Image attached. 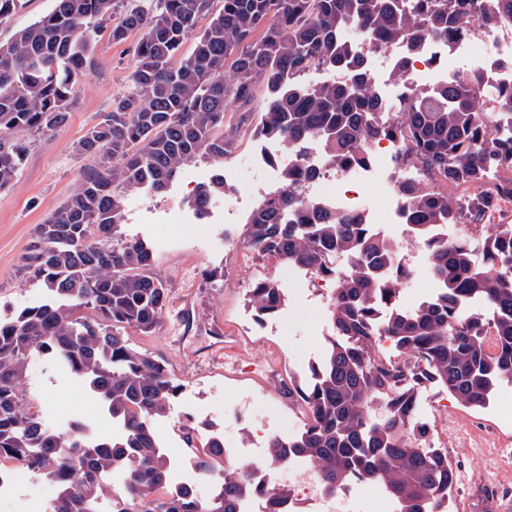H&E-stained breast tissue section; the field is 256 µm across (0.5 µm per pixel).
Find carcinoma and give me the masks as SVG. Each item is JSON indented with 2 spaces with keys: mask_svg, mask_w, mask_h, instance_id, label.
<instances>
[{
  "mask_svg": "<svg viewBox=\"0 0 512 512\" xmlns=\"http://www.w3.org/2000/svg\"><path fill=\"white\" fill-rule=\"evenodd\" d=\"M54 2L0 47V190L25 156L12 134H45L66 122L94 67L92 41L105 32L115 43L135 36V64L128 90L75 146L89 159L79 185L38 225L30 245L27 267L46 299L0 319V460L56 484L52 512H99L105 478L120 461L127 472L117 512H236L255 493L252 472H272L290 456L309 461L329 490L370 479L385 485L401 512H434L435 493L453 489L455 470L441 449L423 446L414 404L423 385L436 383L461 405L483 408L501 383H512V221L501 220L477 242L434 239L431 230L485 224L499 201L512 199V85L491 89L503 120L495 129L479 109L484 82L474 73L414 91L391 112L379 103L356 42L404 47L395 69L402 78L431 39L465 34L475 18L488 33L511 23L512 0H220L217 11L214 0H138L121 13L118 0ZM205 16L208 25L182 54ZM319 70L331 76L301 81ZM259 88L266 106L255 135L277 139L288 163L280 164L279 189L248 216L245 241L264 260L334 281V336L297 387L308 415L300 433L270 440L261 461L239 465L224 462V438L199 442L189 433L199 469L220 489L206 498L168 496L162 490L171 463L153 421L164 416L176 386L163 363L127 338L130 329L157 330L168 288L152 272L145 243L114 240L125 193L161 192L195 160L220 162L233 152L227 114L253 111ZM380 140L398 143V170L418 167L439 181L399 182L415 241L440 284L438 296L410 311L379 307L404 277L394 268V241L298 193L301 180L318 175L301 162L312 147L338 170L365 163L367 146ZM459 187L465 193L453 194ZM223 193L217 175L187 206L201 215ZM328 249L349 260L344 273L327 264ZM472 299L491 315L469 308ZM285 303L274 278L250 288L260 319ZM381 336L402 363H377ZM34 351L101 400L124 427L121 443H90L79 426L54 431L26 410L19 380Z\"/></svg>",
  "mask_w": 512,
  "mask_h": 512,
  "instance_id": "carcinoma-1",
  "label": "carcinoma"
}]
</instances>
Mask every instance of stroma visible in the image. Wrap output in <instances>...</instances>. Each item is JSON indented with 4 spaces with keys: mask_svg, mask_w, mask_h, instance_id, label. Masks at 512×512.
<instances>
[{
    "mask_svg": "<svg viewBox=\"0 0 512 512\" xmlns=\"http://www.w3.org/2000/svg\"><path fill=\"white\" fill-rule=\"evenodd\" d=\"M93 57L95 66L78 89L65 125L47 134L17 135L27 146L26 158L14 182L0 190L1 317L43 298L42 285L25 262L35 227L76 188L89 160L75 152V145L128 87L134 67L129 43L99 38ZM263 105V98H256L249 119L235 133V150L223 162L197 159L165 191L125 196L120 237L150 245L152 270L169 289L160 328L147 336L130 332L128 339L162 361L177 387L155 424L178 443L191 427L202 437L222 432L225 413L247 393L257 398L254 415L242 422L233 445H242L244 431L302 413L298 381L307 378L309 365L322 357L333 334L329 299L304 295L297 281L288 282L287 302L273 317L257 319L247 301L254 282L288 271L258 260L242 243L253 208L245 194L270 177L256 161L261 141L254 128ZM218 174L227 188L213 200L209 217L197 219L186 200ZM175 213L182 218L177 225L170 221ZM20 391L29 410L50 427H61L58 414L68 409L102 436L112 434V420L100 401L76 388L74 378L51 357H29ZM419 404L428 419V442L447 452L456 471L451 512H478L486 483L500 502L512 501V425L499 419L497 407L467 409L437 385L422 389Z\"/></svg>",
    "mask_w": 512,
    "mask_h": 512,
    "instance_id": "1",
    "label": "stroma"
}]
</instances>
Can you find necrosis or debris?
Returning <instances> with one entry per match:
<instances>
[{
  "label": "necrosis or debris",
  "mask_w": 512,
  "mask_h": 512,
  "mask_svg": "<svg viewBox=\"0 0 512 512\" xmlns=\"http://www.w3.org/2000/svg\"><path fill=\"white\" fill-rule=\"evenodd\" d=\"M362 53L368 59H380L381 68L371 70L370 81L377 96L385 103L402 99L409 87L422 84L433 86L445 82L448 77L459 73L456 62L459 53H467L484 68L489 84H512V70L498 69L492 66L491 54L512 55V25L498 27L493 36H486L483 30H473L470 35L452 44L441 41L431 42L425 53L416 61L407 74L404 86L394 85L387 76L385 68L400 55L401 50L390 47L376 50L373 44L363 43ZM368 151L372 157L368 165L348 168L341 171L325 169L321 156L311 155L306 159L307 166L319 169L320 174L313 180L304 182L302 194L318 199L328 208L356 217L367 224L370 231L381 234L386 224L406 226L408 204L400 195L397 185L399 174L392 167V159L397 151L394 142L383 140L369 144ZM381 188L387 198L386 217H379L370 199L363 194V187ZM177 463L179 475L171 480L168 492L176 495L187 490L198 492L204 485H213V477L199 471L196 461L184 449L169 442L164 446ZM292 469L298 484L303 488V497L289 494L283 496L277 512H397V503L386 494L372 496L373 483L367 479L344 485L339 490L329 492L314 475L312 465L304 459H291L286 463Z\"/></svg>",
  "instance_id": "1"
}]
</instances>
